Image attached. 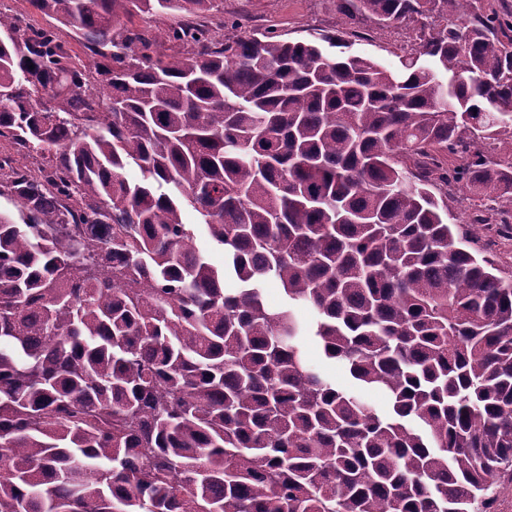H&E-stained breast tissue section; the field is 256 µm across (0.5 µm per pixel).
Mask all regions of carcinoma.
Instances as JSON below:
<instances>
[{"instance_id": "cac0c4a2", "label": "carcinoma", "mask_w": 512, "mask_h": 512, "mask_svg": "<svg viewBox=\"0 0 512 512\" xmlns=\"http://www.w3.org/2000/svg\"><path fill=\"white\" fill-rule=\"evenodd\" d=\"M27 2L56 24L0 9V512H492L512 277L471 242L512 239V9L336 0L413 27L394 69L222 20L154 57L123 22L214 0ZM306 332L389 410L310 365Z\"/></svg>"}]
</instances>
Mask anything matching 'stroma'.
I'll use <instances>...</instances> for the list:
<instances>
[{
	"label": "stroma",
	"instance_id": "35a3bbf8",
	"mask_svg": "<svg viewBox=\"0 0 512 512\" xmlns=\"http://www.w3.org/2000/svg\"><path fill=\"white\" fill-rule=\"evenodd\" d=\"M212 18L236 23V35L252 30H274L282 39L299 41L313 36L334 35L351 41L359 55L372 58L388 67L399 65L403 53L416 47L412 28L380 27L365 23L352 32L337 13L334 0H216Z\"/></svg>",
	"mask_w": 512,
	"mask_h": 512
}]
</instances>
